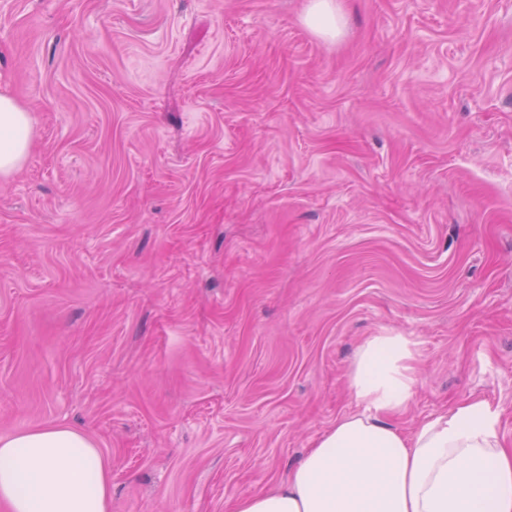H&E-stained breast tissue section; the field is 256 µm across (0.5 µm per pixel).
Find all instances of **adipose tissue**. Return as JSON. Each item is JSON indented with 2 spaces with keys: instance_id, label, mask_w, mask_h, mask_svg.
<instances>
[{
  "instance_id": "ef3b65f1",
  "label": "adipose tissue",
  "mask_w": 512,
  "mask_h": 512,
  "mask_svg": "<svg viewBox=\"0 0 512 512\" xmlns=\"http://www.w3.org/2000/svg\"><path fill=\"white\" fill-rule=\"evenodd\" d=\"M32 118L0 92V175L26 161ZM410 342L384 333L357 349L348 386L359 410L337 419L285 478L228 512H512V450L500 413L471 398L400 429L415 371ZM0 502L9 512H112L98 448L67 426L0 437Z\"/></svg>"
}]
</instances>
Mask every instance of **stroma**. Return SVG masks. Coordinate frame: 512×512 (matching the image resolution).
Returning a JSON list of instances; mask_svg holds the SVG:
<instances>
[{
	"mask_svg": "<svg viewBox=\"0 0 512 512\" xmlns=\"http://www.w3.org/2000/svg\"><path fill=\"white\" fill-rule=\"evenodd\" d=\"M0 0V436L78 429L112 512H227L413 344L402 430L512 448V0ZM343 15L334 0H310L304 22L315 33L335 37L341 33ZM32 118L25 107L0 92V175L8 176L26 161L31 147Z\"/></svg>",
	"mask_w": 512,
	"mask_h": 512,
	"instance_id": "1",
	"label": "stroma"
}]
</instances>
